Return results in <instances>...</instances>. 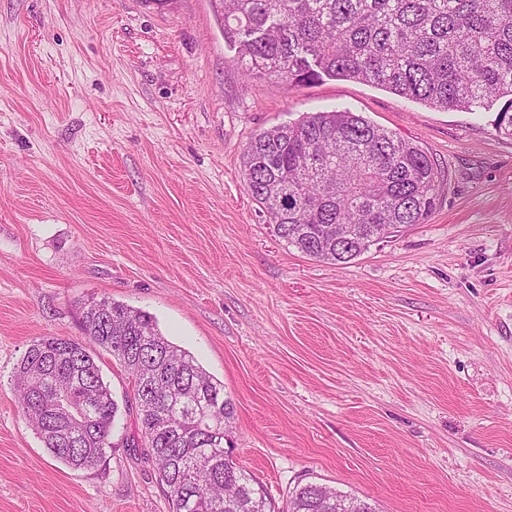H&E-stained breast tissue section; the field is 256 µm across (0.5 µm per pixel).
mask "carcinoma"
Instances as JSON below:
<instances>
[{
	"label": "carcinoma",
	"instance_id": "carcinoma-1",
	"mask_svg": "<svg viewBox=\"0 0 512 512\" xmlns=\"http://www.w3.org/2000/svg\"><path fill=\"white\" fill-rule=\"evenodd\" d=\"M224 41L246 72L290 86L324 77L380 86L441 109L489 107L501 98L499 131L512 137V0H222ZM247 187L271 232L300 253L347 263L382 239L423 223L444 179L417 144L347 109L313 112L254 134L242 154ZM352 235L336 248V233ZM84 339L33 341L15 371L23 418L71 469L94 468L112 447L118 403L95 351L112 355L137 382L159 370L157 388L138 397L139 433L175 512H271L254 478L225 451L234 404L224 384L170 342L150 314L107 298L81 313ZM72 385L88 404L80 443L56 387ZM375 512L368 502L296 487L281 512Z\"/></svg>",
	"mask_w": 512,
	"mask_h": 512
}]
</instances>
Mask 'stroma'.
Returning <instances> with one entry per match:
<instances>
[{"label": "stroma", "mask_w": 512, "mask_h": 512, "mask_svg": "<svg viewBox=\"0 0 512 512\" xmlns=\"http://www.w3.org/2000/svg\"><path fill=\"white\" fill-rule=\"evenodd\" d=\"M347 108L421 146L446 187L345 264L271 232L241 171L259 131ZM498 106L248 74L219 0H0V512H173L132 378L91 470L52 457L14 368L107 297L223 382L225 440L283 506L336 488L377 512H512V138Z\"/></svg>", "instance_id": "35a3bbf8"}]
</instances>
